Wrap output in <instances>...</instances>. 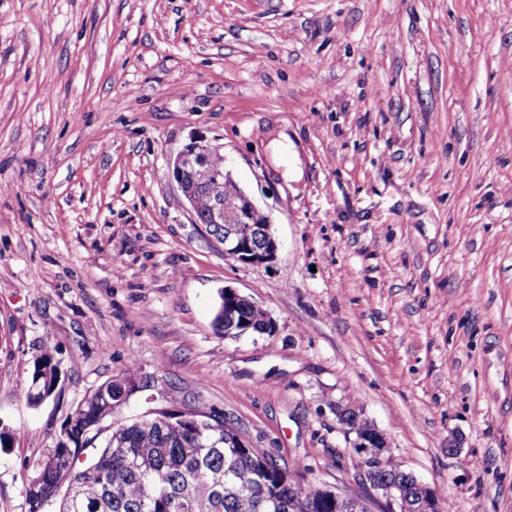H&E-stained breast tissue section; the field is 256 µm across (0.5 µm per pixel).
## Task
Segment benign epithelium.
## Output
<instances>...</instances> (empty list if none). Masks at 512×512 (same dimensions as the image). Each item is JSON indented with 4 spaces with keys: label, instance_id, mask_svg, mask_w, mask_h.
<instances>
[{
    "label": "benign epithelium",
    "instance_id": "benign-epithelium-1",
    "mask_svg": "<svg viewBox=\"0 0 512 512\" xmlns=\"http://www.w3.org/2000/svg\"><path fill=\"white\" fill-rule=\"evenodd\" d=\"M220 152V147L213 146L203 138H195L170 159L169 177L176 183L184 198L188 201L191 212H196L194 186L187 184L186 174L193 172L198 181H210L214 203L207 215L208 224L222 226L224 232V252L239 260L253 265L272 262L276 258L278 243L271 232L265 228L266 242L262 249L253 246L254 227L252 214L258 206L244 191L233 196H224V180L231 177L229 171L213 173L207 168L210 155ZM383 436L377 428L372 432L357 434L352 439L353 448L362 459L359 476L371 488L380 492L386 499L387 512H435L439 505L432 502L412 503L408 490L399 483H390L379 478V471L387 458L388 443H380ZM336 507L346 505L350 512H372L366 507L360 496L336 493Z\"/></svg>",
    "mask_w": 512,
    "mask_h": 512
}]
</instances>
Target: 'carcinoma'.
Wrapping results in <instances>:
<instances>
[{
	"label": "carcinoma",
	"instance_id": "cac0c4a2",
	"mask_svg": "<svg viewBox=\"0 0 512 512\" xmlns=\"http://www.w3.org/2000/svg\"><path fill=\"white\" fill-rule=\"evenodd\" d=\"M232 318L236 327L259 334L266 325V313L250 304L237 305ZM58 372L54 356L43 354L25 387L29 404L37 405L54 387ZM116 396L110 380L77 405L52 450L64 459V471L40 468L27 490L29 512L43 486L63 481L58 512H197L194 502L209 506L208 512H335L321 486H299L266 449L249 441L237 444L242 430L234 421L208 414L212 429L201 434L177 418L161 428L148 413L114 427ZM100 426L110 429L102 448L91 464L78 467L80 453L99 436ZM382 475L411 478L391 457Z\"/></svg>",
	"mask_w": 512,
	"mask_h": 512
}]
</instances>
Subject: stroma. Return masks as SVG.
I'll return each instance as SVG.
<instances>
[{"mask_svg":"<svg viewBox=\"0 0 512 512\" xmlns=\"http://www.w3.org/2000/svg\"><path fill=\"white\" fill-rule=\"evenodd\" d=\"M197 137L273 262L194 223ZM227 286L274 332L218 334ZM131 363L114 423L174 395L381 512L351 408L452 512H512V0H0V512ZM214 153H221L220 147L211 145L204 138H194L193 142H190L170 159L168 163L170 179L176 183L182 195L188 201L195 223L200 224L197 213L201 218L208 214L206 226L207 224L211 227L224 225L225 253L253 265L272 262L276 258L278 243L271 232V222L268 223V215L263 211H256L253 224L252 214L255 210H259V207L244 190L234 195L237 192V187L233 182L228 180L224 183L226 178L234 180L230 172L226 170V161L222 154L214 155L211 159V165L222 168L224 173H212L207 168V161L210 155ZM190 171H193L199 182H204L210 177L212 179L210 185L214 203L209 213L212 199L206 189L197 191L196 209V190L193 185H188L186 181V174ZM267 223L269 225L266 227ZM225 228L227 229L226 232ZM264 228L266 242L261 250H257L253 246L254 231L256 230L258 243H261V232ZM258 243L255 244L258 246ZM58 372V364L50 353L43 354L40 362L34 364L33 371L25 387V397L30 405H37L43 391L49 392L54 387L58 378ZM37 380H39L38 383H36Z\"/></svg>","mask_w":512,"mask_h":512,"instance_id":"1","label":"stroma"}]
</instances>
